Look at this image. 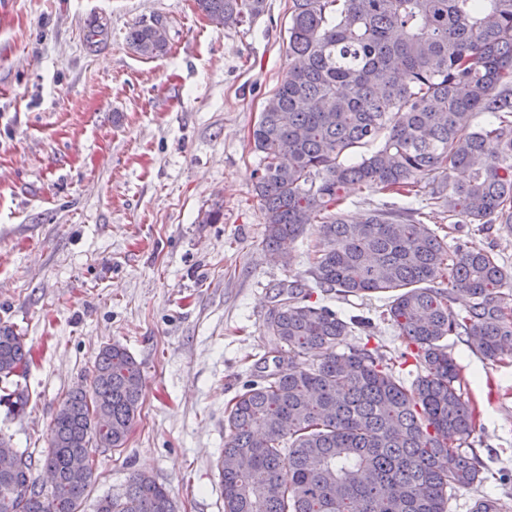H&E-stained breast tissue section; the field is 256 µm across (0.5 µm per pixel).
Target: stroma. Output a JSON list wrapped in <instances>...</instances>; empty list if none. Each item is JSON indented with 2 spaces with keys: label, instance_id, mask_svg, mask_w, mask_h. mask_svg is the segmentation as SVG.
Here are the masks:
<instances>
[{
  "label": "stroma",
  "instance_id": "35a3bbf8",
  "mask_svg": "<svg viewBox=\"0 0 512 512\" xmlns=\"http://www.w3.org/2000/svg\"><path fill=\"white\" fill-rule=\"evenodd\" d=\"M291 0L227 29L195 0H0V323L25 338L17 376L25 413L0 407V433L41 458L66 394L88 383L108 343L141 364L143 403L125 448L99 455L84 512L150 474L180 512H224L215 462L230 401L266 346L263 322L282 283L304 280L320 242L309 224L286 261L268 262L253 192L250 133L288 65ZM161 17L169 50L148 58L128 43ZM103 24L99 48L86 42ZM222 212L204 223L205 212ZM448 246L491 247L512 273V234L500 225H449ZM311 299L370 325L343 348L421 371L381 313L384 301L324 293ZM446 343L478 411L468 440L481 483L448 494L447 512L493 497L512 508V359L483 360Z\"/></svg>",
  "mask_w": 512,
  "mask_h": 512
}]
</instances>
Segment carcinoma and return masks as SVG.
Listing matches in <instances>:
<instances>
[{
	"mask_svg": "<svg viewBox=\"0 0 512 512\" xmlns=\"http://www.w3.org/2000/svg\"><path fill=\"white\" fill-rule=\"evenodd\" d=\"M196 4L235 28L266 0ZM160 28V17L134 26L131 47L166 53ZM287 33L288 67L250 134L263 251L277 261L318 223L309 281L326 293L385 294L383 315L423 373L407 385L369 348L337 351L369 322L288 284V303L264 323L269 351L288 363L246 381L225 419L224 512H446L448 492L481 482L482 470L463 450L477 411L443 340L464 337L491 362L511 358L512 275L474 241L448 250L419 209L349 222L343 190L423 189L432 213L512 229V0H291ZM29 362L24 337L1 323L0 406L10 415L24 413L28 394L6 383ZM141 406V364L118 342L103 346L89 385L66 395L50 425L42 469L53 483L34 478L31 453L0 435V512H82L96 457L125 447ZM94 512L179 510L165 486L136 473Z\"/></svg>",
	"mask_w": 512,
	"mask_h": 512,
	"instance_id": "cac0c4a2",
	"label": "carcinoma"
}]
</instances>
